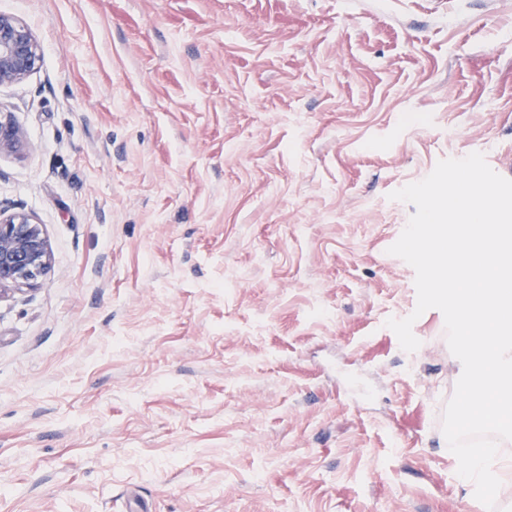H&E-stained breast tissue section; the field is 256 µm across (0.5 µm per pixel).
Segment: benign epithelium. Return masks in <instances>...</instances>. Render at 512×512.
I'll return each instance as SVG.
<instances>
[{
  "label": "benign epithelium",
  "instance_id": "obj_1",
  "mask_svg": "<svg viewBox=\"0 0 512 512\" xmlns=\"http://www.w3.org/2000/svg\"><path fill=\"white\" fill-rule=\"evenodd\" d=\"M42 61V51L27 25L0 14V86L25 81ZM26 143L21 127L0 114V152ZM52 267V253L42 225L23 211L0 210V296L31 285Z\"/></svg>",
  "mask_w": 512,
  "mask_h": 512
}]
</instances>
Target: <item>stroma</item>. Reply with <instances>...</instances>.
<instances>
[{"instance_id": "1", "label": "stroma", "mask_w": 512, "mask_h": 512, "mask_svg": "<svg viewBox=\"0 0 512 512\" xmlns=\"http://www.w3.org/2000/svg\"><path fill=\"white\" fill-rule=\"evenodd\" d=\"M40 69L0 208L41 224L0 299V512H486L442 417L391 192L512 179V0H0ZM413 316V315H412Z\"/></svg>"}]
</instances>
